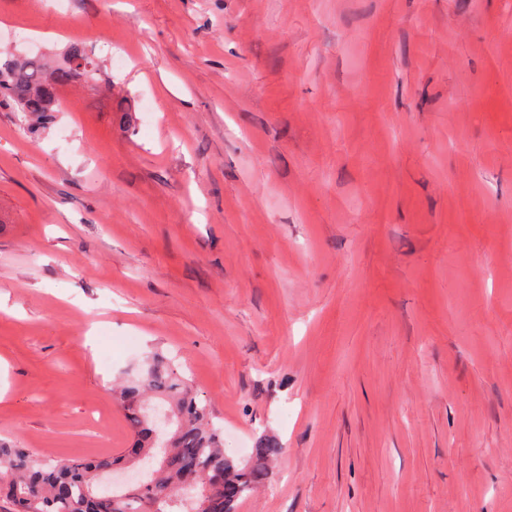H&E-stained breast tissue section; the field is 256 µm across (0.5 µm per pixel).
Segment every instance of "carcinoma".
Wrapping results in <instances>:
<instances>
[{
	"label": "carcinoma",
	"instance_id": "obj_1",
	"mask_svg": "<svg viewBox=\"0 0 512 512\" xmlns=\"http://www.w3.org/2000/svg\"><path fill=\"white\" fill-rule=\"evenodd\" d=\"M97 71L95 57L78 43L56 61L39 54L0 56V101L29 117L35 131L52 122L60 88L88 82ZM149 398L167 402L177 421L165 460L143 488L105 493L99 489L104 474L157 448L143 410ZM120 400L132 447L98 460L46 461L26 448L0 443V498L15 506L13 512H236L238 500L269 480L271 463L284 452L275 436L265 434L255 440L248 458H228L222 430L207 406L173 360L158 351L127 380Z\"/></svg>",
	"mask_w": 512,
	"mask_h": 512
}]
</instances>
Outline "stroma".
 <instances>
[{
  "label": "stroma",
  "instance_id": "35a3bbf8",
  "mask_svg": "<svg viewBox=\"0 0 512 512\" xmlns=\"http://www.w3.org/2000/svg\"><path fill=\"white\" fill-rule=\"evenodd\" d=\"M72 43L0 104V440L119 454L158 350L284 448L238 512H512V0H0ZM98 64L80 44H71L56 61L36 54L0 56V101H7L29 117L36 131L52 122L58 112L62 87L93 80Z\"/></svg>",
  "mask_w": 512,
  "mask_h": 512
}]
</instances>
